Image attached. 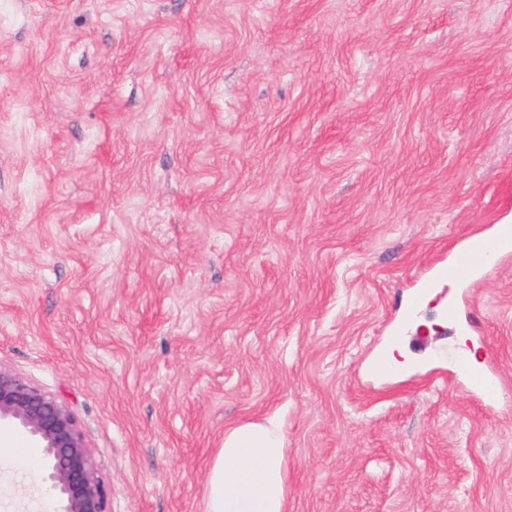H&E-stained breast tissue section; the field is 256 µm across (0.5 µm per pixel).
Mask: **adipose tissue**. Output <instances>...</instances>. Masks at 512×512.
Listing matches in <instances>:
<instances>
[{"label": "adipose tissue", "instance_id": "obj_1", "mask_svg": "<svg viewBox=\"0 0 512 512\" xmlns=\"http://www.w3.org/2000/svg\"><path fill=\"white\" fill-rule=\"evenodd\" d=\"M287 497L281 425L245 421L226 432L209 471L206 512H286Z\"/></svg>", "mask_w": 512, "mask_h": 512}]
</instances>
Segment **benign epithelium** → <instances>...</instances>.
Wrapping results in <instances>:
<instances>
[{"instance_id": "7a95c632", "label": "benign epithelium", "mask_w": 512, "mask_h": 512, "mask_svg": "<svg viewBox=\"0 0 512 512\" xmlns=\"http://www.w3.org/2000/svg\"><path fill=\"white\" fill-rule=\"evenodd\" d=\"M18 425L42 448L41 481L57 512H110L112 490L98 475L69 408L23 377L0 368V422Z\"/></svg>"}]
</instances>
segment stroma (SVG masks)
Returning a JSON list of instances; mask_svg holds the SVG:
<instances>
[{
    "mask_svg": "<svg viewBox=\"0 0 512 512\" xmlns=\"http://www.w3.org/2000/svg\"><path fill=\"white\" fill-rule=\"evenodd\" d=\"M503 223L512 0H0V366L69 407L111 512H204L271 417L287 512H512V251L435 276ZM53 508L0 465V512ZM454 362L472 395L486 402L496 401L499 395V378L493 370L475 367L461 354L455 355Z\"/></svg>",
    "mask_w": 512,
    "mask_h": 512,
    "instance_id": "obj_1",
    "label": "stroma"
}]
</instances>
